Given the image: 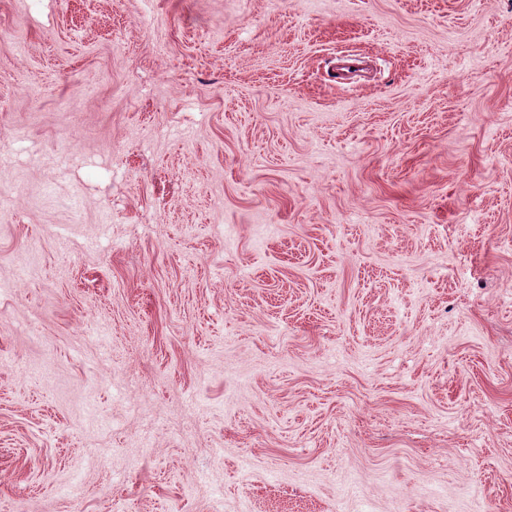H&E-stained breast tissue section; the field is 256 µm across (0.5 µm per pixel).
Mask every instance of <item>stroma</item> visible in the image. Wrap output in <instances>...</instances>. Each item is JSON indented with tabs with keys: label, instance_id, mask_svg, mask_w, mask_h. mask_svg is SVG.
<instances>
[{
	"label": "stroma",
	"instance_id": "obj_1",
	"mask_svg": "<svg viewBox=\"0 0 512 512\" xmlns=\"http://www.w3.org/2000/svg\"><path fill=\"white\" fill-rule=\"evenodd\" d=\"M0 512H512V0H0Z\"/></svg>",
	"mask_w": 512,
	"mask_h": 512
}]
</instances>
